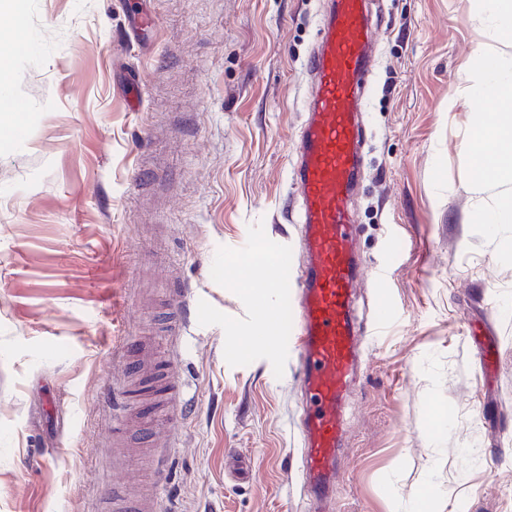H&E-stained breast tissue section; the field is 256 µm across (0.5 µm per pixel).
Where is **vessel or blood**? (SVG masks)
<instances>
[{"instance_id":"b4317fda","label":"vessel or blood","mask_w":512,"mask_h":512,"mask_svg":"<svg viewBox=\"0 0 512 512\" xmlns=\"http://www.w3.org/2000/svg\"><path fill=\"white\" fill-rule=\"evenodd\" d=\"M331 2L307 60L314 93L293 147L298 248L272 252L273 264L286 275L285 300L295 312L288 342L297 354L304 394L301 473L308 512H335L330 484L343 434V403L361 367L352 308L362 272L354 259L351 210L363 164L361 103L372 72L373 34L367 0ZM198 303L197 291L178 289L175 337H184Z\"/></svg>"}]
</instances>
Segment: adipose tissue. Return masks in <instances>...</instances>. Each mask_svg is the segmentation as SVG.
I'll return each mask as SVG.
<instances>
[{
	"mask_svg": "<svg viewBox=\"0 0 512 512\" xmlns=\"http://www.w3.org/2000/svg\"><path fill=\"white\" fill-rule=\"evenodd\" d=\"M487 78L486 111L467 149L474 159L472 177L482 184L512 176V56L479 54Z\"/></svg>",
	"mask_w": 512,
	"mask_h": 512,
	"instance_id": "1",
	"label": "adipose tissue"
}]
</instances>
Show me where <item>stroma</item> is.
<instances>
[{"label":"stroma","mask_w":512,"mask_h":512,"mask_svg":"<svg viewBox=\"0 0 512 512\" xmlns=\"http://www.w3.org/2000/svg\"><path fill=\"white\" fill-rule=\"evenodd\" d=\"M329 0H22L32 41L0 118V512H110L167 463L166 512H304L295 359L266 242L296 245L292 146ZM376 41L355 196L362 345L336 457L340 512H512V178L466 150L480 51L511 53L483 0H371ZM400 239L404 254L389 259ZM204 310L179 360L172 289ZM151 342L192 404L175 447L145 428L164 381L118 374ZM142 449L112 467V424Z\"/></svg>","instance_id":"1"}]
</instances>
